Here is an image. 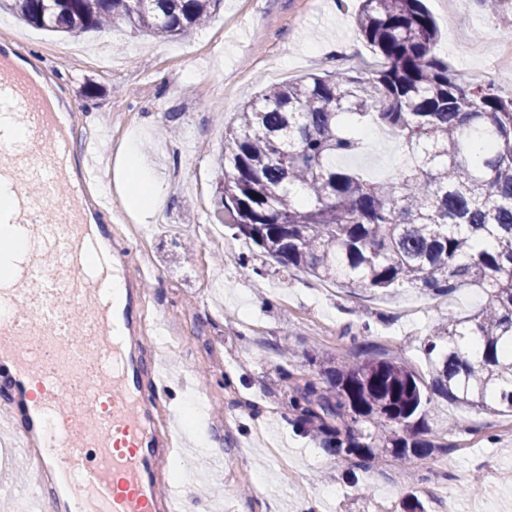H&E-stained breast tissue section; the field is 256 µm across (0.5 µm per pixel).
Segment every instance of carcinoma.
<instances>
[{
  "label": "carcinoma",
  "mask_w": 512,
  "mask_h": 512,
  "mask_svg": "<svg viewBox=\"0 0 512 512\" xmlns=\"http://www.w3.org/2000/svg\"><path fill=\"white\" fill-rule=\"evenodd\" d=\"M217 2L0 0L52 32L125 23L160 39L192 35ZM357 25L382 65L265 87L224 129L216 203L269 258L320 281L485 295L467 316L448 313V344L428 343L427 380L399 354L329 358L321 386L287 375L298 422L330 453L408 462L439 447L427 423L434 395L512 413V97L437 56L440 31L422 0H359ZM369 125L407 150L386 181L336 166L363 148Z\"/></svg>",
  "instance_id": "cac0c4a2"
}]
</instances>
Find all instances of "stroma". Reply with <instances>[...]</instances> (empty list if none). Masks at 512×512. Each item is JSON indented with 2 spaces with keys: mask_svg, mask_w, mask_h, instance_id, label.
Returning a JSON list of instances; mask_svg holds the SVG:
<instances>
[{
  "mask_svg": "<svg viewBox=\"0 0 512 512\" xmlns=\"http://www.w3.org/2000/svg\"><path fill=\"white\" fill-rule=\"evenodd\" d=\"M425 5L442 32L437 55L469 82L494 79L500 94L512 97V62L499 61L511 40L512 0L496 15L478 0ZM357 8V0H221L205 28L166 40L126 27L65 36L0 10V45L38 66L103 149L138 136L144 164L167 189L151 222L141 223L119 189V160L109 157L105 181L120 216L112 231L131 249L130 275L145 278L146 324L166 327L180 342L177 353L162 356L145 346L141 359L147 365L158 357L165 366L169 390L156 414L180 433L167 463L170 471L206 478L201 512H293L299 499L317 501L319 512H403L414 497L425 512H441L431 493L437 486L459 506L479 499L485 512H512L511 413L435 398L428 422L438 447L403 468L386 452L337 458L289 407L286 374L320 381L317 359L368 344L379 353L403 350L411 368L427 374L428 339L447 343L449 312L478 308L480 290L354 292L282 267L233 229L219 240L203 235L215 220L224 127L246 101L266 85L378 64L359 34ZM66 45L75 53L47 56L48 48ZM402 152L398 139L372 127L361 152L344 164L381 181L398 170ZM195 403L206 409L196 425L184 417ZM198 429L222 442L223 469L203 451L188 454ZM476 476L482 485L473 495L466 487Z\"/></svg>",
  "mask_w": 512,
  "mask_h": 512,
  "instance_id": "obj_1",
  "label": "stroma"
}]
</instances>
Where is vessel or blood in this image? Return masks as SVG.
Instances as JSON below:
<instances>
[{
    "label": "vessel or blood",
    "instance_id": "obj_1",
    "mask_svg": "<svg viewBox=\"0 0 512 512\" xmlns=\"http://www.w3.org/2000/svg\"><path fill=\"white\" fill-rule=\"evenodd\" d=\"M24 137H15V130ZM53 97L0 51V181L16 186L25 244L0 288V409L17 448H43L65 512H178L157 493L156 470L178 433L159 428L161 368L143 367L142 295L129 254L91 201L97 150ZM123 282L108 296V280Z\"/></svg>",
    "mask_w": 512,
    "mask_h": 512
}]
</instances>
